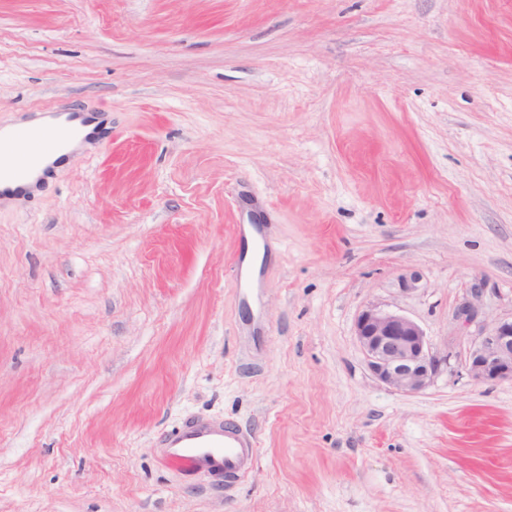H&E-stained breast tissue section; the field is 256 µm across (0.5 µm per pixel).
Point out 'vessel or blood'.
<instances>
[{
	"label": "vessel or blood",
	"instance_id": "1",
	"mask_svg": "<svg viewBox=\"0 0 512 512\" xmlns=\"http://www.w3.org/2000/svg\"><path fill=\"white\" fill-rule=\"evenodd\" d=\"M60 122L35 130L22 129L0 142V151L9 153L10 167L0 168V180L25 176L44 154L64 147L76 134L74 113L60 110ZM170 463L194 468L217 465L226 475L242 471L250 460L254 443L233 425L197 420L186 423L163 441Z\"/></svg>",
	"mask_w": 512,
	"mask_h": 512
}]
</instances>
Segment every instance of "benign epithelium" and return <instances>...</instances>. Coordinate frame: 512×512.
Here are the masks:
<instances>
[{
	"label": "benign epithelium",
	"mask_w": 512,
	"mask_h": 512,
	"mask_svg": "<svg viewBox=\"0 0 512 512\" xmlns=\"http://www.w3.org/2000/svg\"><path fill=\"white\" fill-rule=\"evenodd\" d=\"M477 315L469 300L455 311L464 327ZM354 335L373 376L396 392L421 393L449 367V358L433 350L421 326L397 311L367 306L355 321ZM468 372L481 383L512 382V318L496 321L480 335L469 353Z\"/></svg>",
	"instance_id": "7a95c632"
}]
</instances>
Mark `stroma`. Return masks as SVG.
Returning <instances> with one entry per match:
<instances>
[{"mask_svg": "<svg viewBox=\"0 0 512 512\" xmlns=\"http://www.w3.org/2000/svg\"><path fill=\"white\" fill-rule=\"evenodd\" d=\"M62 106L109 122L0 206V512H512V383L468 372L512 317V0H0V123ZM371 304L449 356L426 391L368 370ZM190 418L244 478L169 464ZM162 443L169 448L172 464L188 468L218 465L232 477L246 467L250 448H255L233 425L208 420L188 422Z\"/></svg>", "mask_w": 512, "mask_h": 512, "instance_id": "stroma-1", "label": "stroma"}]
</instances>
